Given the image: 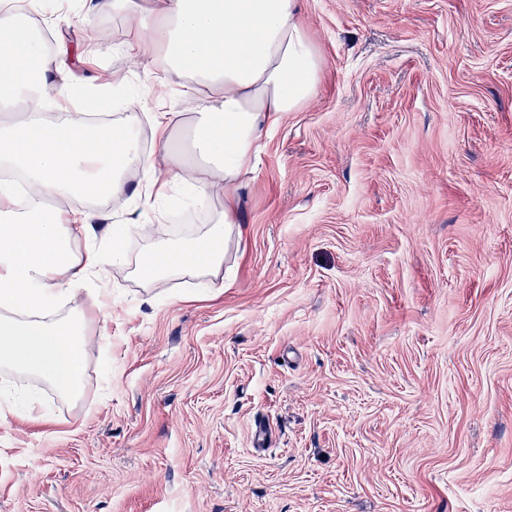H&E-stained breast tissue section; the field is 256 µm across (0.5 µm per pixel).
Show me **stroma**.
<instances>
[{
	"label": "stroma",
	"instance_id": "1",
	"mask_svg": "<svg viewBox=\"0 0 512 512\" xmlns=\"http://www.w3.org/2000/svg\"><path fill=\"white\" fill-rule=\"evenodd\" d=\"M97 3L41 24L166 111L158 68L87 38ZM301 15L318 93L262 142L223 281L153 300L106 265L77 398L0 368V512H512V0Z\"/></svg>",
	"mask_w": 512,
	"mask_h": 512
}]
</instances>
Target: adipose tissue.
<instances>
[{
	"label": "adipose tissue",
	"mask_w": 512,
	"mask_h": 512,
	"mask_svg": "<svg viewBox=\"0 0 512 512\" xmlns=\"http://www.w3.org/2000/svg\"><path fill=\"white\" fill-rule=\"evenodd\" d=\"M99 7L126 22L120 50L159 67L161 86L181 87L195 114L183 149L172 132L177 113L141 121L136 98L110 122L70 110L69 47L58 39L45 48L21 19L42 12L44 0H0V169L19 171L28 197L55 201L30 206L0 181V366L69 396L78 390L90 342L85 321L101 308L104 277L94 247L79 255L71 248L100 234L86 201L125 195L152 207L191 186L194 203L213 215L209 229L174 248L141 224L147 253L113 260L147 269L157 296L174 276H219L228 243L242 234L239 192L260 144L284 113L314 97L320 69L299 0H101ZM144 123L146 149L136 135ZM158 158L166 164L160 179L152 175ZM64 298L72 307L60 317Z\"/></svg>",
	"instance_id": "adipose-tissue-1"
}]
</instances>
